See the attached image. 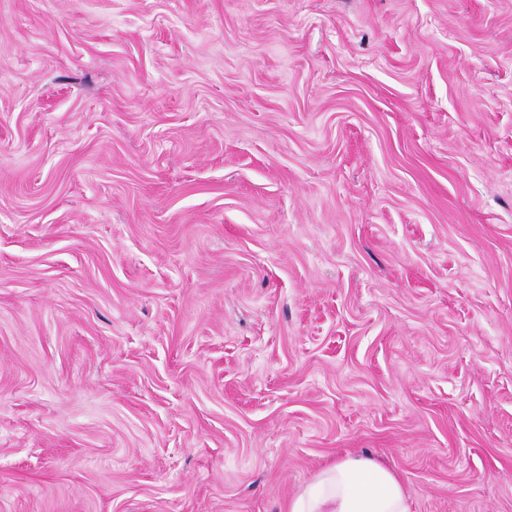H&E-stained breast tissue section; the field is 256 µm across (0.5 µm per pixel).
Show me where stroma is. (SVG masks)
<instances>
[{"label":"stroma","instance_id":"35a3bbf8","mask_svg":"<svg viewBox=\"0 0 512 512\" xmlns=\"http://www.w3.org/2000/svg\"><path fill=\"white\" fill-rule=\"evenodd\" d=\"M348 453L512 512V0H0V512Z\"/></svg>","mask_w":512,"mask_h":512}]
</instances>
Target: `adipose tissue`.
Instances as JSON below:
<instances>
[{"label":"adipose tissue","instance_id":"1","mask_svg":"<svg viewBox=\"0 0 512 512\" xmlns=\"http://www.w3.org/2000/svg\"><path fill=\"white\" fill-rule=\"evenodd\" d=\"M286 512H409V504L391 469L367 456L345 455L315 473Z\"/></svg>","mask_w":512,"mask_h":512}]
</instances>
